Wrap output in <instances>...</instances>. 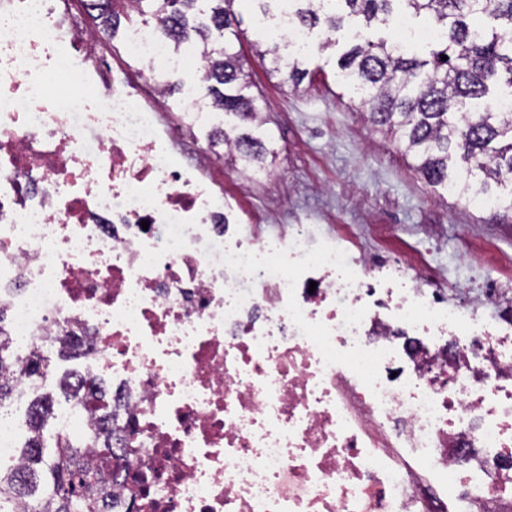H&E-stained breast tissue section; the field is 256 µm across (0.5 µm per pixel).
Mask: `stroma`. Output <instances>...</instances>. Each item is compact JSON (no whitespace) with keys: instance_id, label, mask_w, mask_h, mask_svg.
<instances>
[{"instance_id":"stroma-1","label":"stroma","mask_w":512,"mask_h":512,"mask_svg":"<svg viewBox=\"0 0 512 512\" xmlns=\"http://www.w3.org/2000/svg\"><path fill=\"white\" fill-rule=\"evenodd\" d=\"M240 21L233 47L245 59L251 94L265 124L270 150L264 170L247 172L215 158L224 171V203L258 219L281 208V223L304 224L314 244L328 234L350 241L353 256H391L407 243L426 252L449 298L462 299L478 277L498 280L500 307L512 333V278L500 273L512 259V213L490 210L430 186L413 170L414 160L369 122L365 108L336 80L337 59L355 27L337 32L336 47L310 50L299 87L271 76L256 42L268 41L257 0H236Z\"/></svg>"}]
</instances>
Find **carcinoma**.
Here are the masks:
<instances>
[{
  "mask_svg": "<svg viewBox=\"0 0 512 512\" xmlns=\"http://www.w3.org/2000/svg\"><path fill=\"white\" fill-rule=\"evenodd\" d=\"M235 0H133L129 10L149 13L170 36L174 50L186 44L199 48L206 61L208 106L240 122L262 124L256 98L239 53L215 43L237 22ZM296 23L308 30L320 25L334 33L359 19L365 27L389 26L405 15L422 18L439 30L427 56L379 37L366 39L337 60L340 79L359 96L371 124L396 140L416 160V171L431 186L444 185L461 196L483 195L495 208L512 212V112L489 98L504 86L512 98V0H292ZM115 0H90L98 27L113 38L121 14ZM271 72L298 85L306 72L294 54L267 47ZM447 59H442V56ZM212 145L224 144V157L244 170L265 166L269 150L263 140L241 126L216 128ZM6 314L0 311V406L15 395L17 373L46 379L49 357L40 349L20 357L6 336ZM52 398L41 395L29 406L30 428L20 450L23 465L0 466V512L28 504L33 512H112L106 494L112 462V407L103 417L93 448L61 436L48 445L44 430ZM99 461L86 466L88 454Z\"/></svg>",
  "mask_w": 512,
  "mask_h": 512,
  "instance_id": "cac0c4a2",
  "label": "carcinoma"
}]
</instances>
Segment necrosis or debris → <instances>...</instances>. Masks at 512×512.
<instances>
[{"label":"necrosis or debris","instance_id":"obj_1","mask_svg":"<svg viewBox=\"0 0 512 512\" xmlns=\"http://www.w3.org/2000/svg\"><path fill=\"white\" fill-rule=\"evenodd\" d=\"M74 5L0 0V307L17 345L86 362L57 434L116 412L113 512H512L499 289L451 305L423 255L385 288L303 225L229 229L223 174L160 109L180 55L132 29L117 79Z\"/></svg>","mask_w":512,"mask_h":512}]
</instances>
